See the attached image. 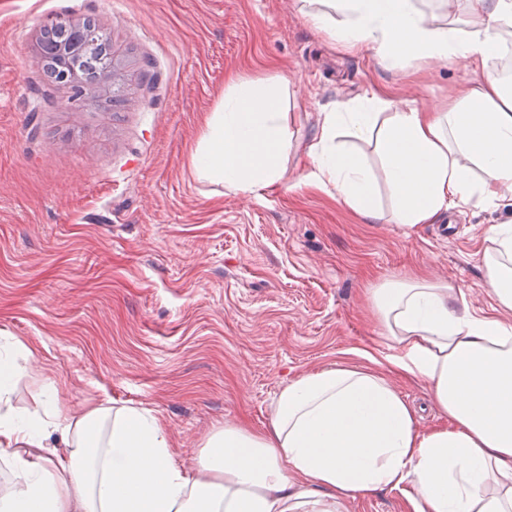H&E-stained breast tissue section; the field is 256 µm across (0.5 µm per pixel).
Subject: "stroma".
<instances>
[{
    "label": "stroma",
    "instance_id": "1",
    "mask_svg": "<svg viewBox=\"0 0 512 512\" xmlns=\"http://www.w3.org/2000/svg\"><path fill=\"white\" fill-rule=\"evenodd\" d=\"M99 21L123 71L145 74L118 111L60 108L39 40L47 20ZM286 82L299 109L283 178L236 194L199 182L190 152L227 73ZM471 61L388 66L331 44L298 0H0V333L30 351L16 403L49 382L60 412L110 398L156 411L190 467L230 425L264 431L279 391L316 370L391 353L369 291L418 274L491 314L482 264L512 210L468 204L409 226L373 140L382 220L302 186L322 112L367 85L392 109L446 100Z\"/></svg>",
    "mask_w": 512,
    "mask_h": 512
}]
</instances>
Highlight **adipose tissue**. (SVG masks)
I'll list each match as a JSON object with an SVG mask.
<instances>
[{
	"mask_svg": "<svg viewBox=\"0 0 512 512\" xmlns=\"http://www.w3.org/2000/svg\"><path fill=\"white\" fill-rule=\"evenodd\" d=\"M308 21L340 48L381 62L470 59L480 79L446 106L391 111L376 87L323 113L303 184L370 220L383 213L363 162L342 136L374 139L401 224H432L476 202L512 208V92L496 68L512 42V0H487L456 25L468 0H301ZM295 106L288 87L228 74L191 152L195 178L236 193L277 185ZM483 267L497 316L472 315L461 289L390 281L371 299L385 367L339 365L283 388L265 431L210 434L192 468L172 459L166 431L140 405L105 401L62 414L54 388L40 410L14 404L28 349L0 336V512H346L348 498L401 491L409 512H512V225L490 229ZM422 383L448 423L421 429L389 375ZM56 445H49V438Z\"/></svg>",
	"mask_w": 512,
	"mask_h": 512,
	"instance_id": "1",
	"label": "adipose tissue"
}]
</instances>
